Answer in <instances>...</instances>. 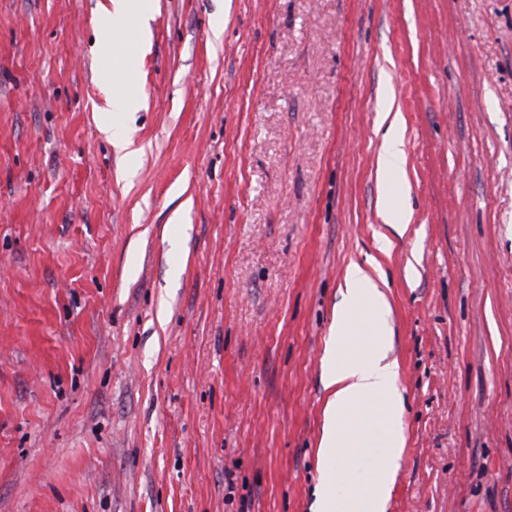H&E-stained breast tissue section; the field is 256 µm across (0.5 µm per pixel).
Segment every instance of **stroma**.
<instances>
[{
	"mask_svg": "<svg viewBox=\"0 0 512 512\" xmlns=\"http://www.w3.org/2000/svg\"><path fill=\"white\" fill-rule=\"evenodd\" d=\"M98 2L0 0V512H315L354 261L386 512H512V0H155L123 114ZM114 69L105 66L102 72V80L105 84L113 86L112 100L108 105L114 104L119 111L135 112L142 105L141 96L137 93L138 70L130 64L120 76V82H115ZM102 131L117 150L126 151V155L135 154V150L132 149L133 141L128 137L122 123L113 122L112 125L105 126ZM401 146L402 140L397 136L387 140L379 158V169L384 175H393L400 171L404 163V151Z\"/></svg>",
	"mask_w": 512,
	"mask_h": 512,
	"instance_id": "stroma-1",
	"label": "stroma"
}]
</instances>
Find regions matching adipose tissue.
I'll return each instance as SVG.
<instances>
[{"label": "adipose tissue", "mask_w": 512, "mask_h": 512, "mask_svg": "<svg viewBox=\"0 0 512 512\" xmlns=\"http://www.w3.org/2000/svg\"><path fill=\"white\" fill-rule=\"evenodd\" d=\"M346 300L336 315L338 352L323 384L329 394L318 451L327 472L343 461L377 456L361 478L324 477L317 512H385L405 437L401 426L399 365L389 356L385 319L390 306L368 268H347Z\"/></svg>", "instance_id": "adipose-tissue-1"}]
</instances>
